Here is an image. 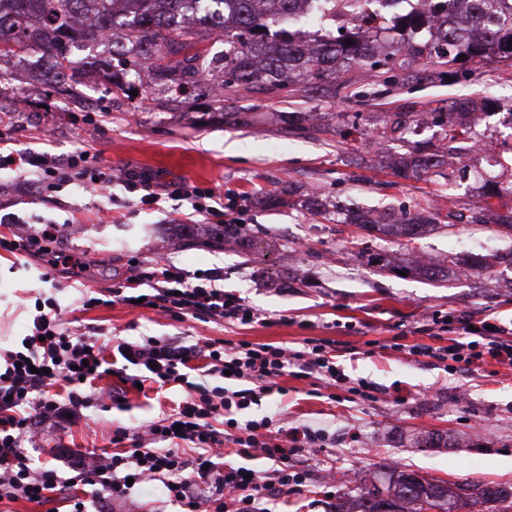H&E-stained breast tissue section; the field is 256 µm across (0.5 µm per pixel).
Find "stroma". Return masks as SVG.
I'll use <instances>...</instances> for the list:
<instances>
[{"mask_svg": "<svg viewBox=\"0 0 512 512\" xmlns=\"http://www.w3.org/2000/svg\"><path fill=\"white\" fill-rule=\"evenodd\" d=\"M424 80L403 88L376 86L367 98L331 99L289 85L263 97L253 125L200 124L218 92L215 77L201 79L177 110L144 99L141 68L124 65L133 97L111 94L92 78L77 97L56 94L36 81L35 56L23 51L0 63V132L18 147L63 159L85 150L104 168L144 171L166 181L209 189L212 206H245V241L217 242L201 216L176 198L142 204L139 194L113 185L91 194L71 184L50 193L24 185L19 172L0 170V208L23 217L54 219L64 249L83 255L87 284L66 278L46 282L33 259L0 251V350L19 347L36 296L56 298L68 319L107 336H205L214 339L294 345L326 339L341 348L339 365L351 378L386 388L376 402L351 401L312 379L282 377L281 392L245 413L273 415L281 426L307 425L331 437L328 447L294 456L308 471L303 494L274 504V512H327L350 494L361 477L386 463L432 480L512 487V367L492 361L464 372L403 353L386 351L393 338L405 345L440 346L426 329L429 314L472 312L512 318V267L492 281L470 273L449 286L367 263L370 255L400 264L420 253L441 261L448 253L481 254L487 260L512 250V240L492 224L435 230L412 243L336 221L335 209L354 204L373 212L447 208L449 200L489 204L512 214V65L496 58L464 62L451 78L434 77L433 62L418 66ZM486 100L490 107L475 127L480 152L464 156L465 177L444 183L430 175L405 178L387 168L390 154L406 143L445 146L434 123L408 129L403 140L379 142L373 133L396 112H429L450 103ZM281 112L339 113V125L308 137L280 132ZM236 150H229V143ZM504 186L485 196L488 182ZM324 199L326 215L307 206ZM191 223V233L179 221ZM163 256L191 271L224 270V288L245 298L267 323L230 325L190 318L173 323L152 310L106 304L82 309L93 296L124 276L130 262ZM380 347L369 350L368 345ZM185 390L129 391L126 407L88 409L61 431H44L29 451L30 463L54 464V449L110 448L115 426H137L171 410Z\"/></svg>", "mask_w": 512, "mask_h": 512, "instance_id": "35a3bbf8", "label": "stroma"}]
</instances>
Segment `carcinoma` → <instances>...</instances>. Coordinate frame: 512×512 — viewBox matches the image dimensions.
<instances>
[{
    "mask_svg": "<svg viewBox=\"0 0 512 512\" xmlns=\"http://www.w3.org/2000/svg\"><path fill=\"white\" fill-rule=\"evenodd\" d=\"M300 0H0V61L15 54V50L37 48L42 52V81L70 97L91 77H101L110 90L129 95L127 85L117 73L100 68V59L88 55L80 61L71 57V49L90 47L102 42L107 28L121 23L126 37L112 42V57L127 59L135 56L148 64L151 82L157 90L154 101L158 106L174 109L204 73L221 80L219 110L224 99L235 103L230 113L233 120L246 124L251 111L257 108L259 96L270 95L293 80L303 84L312 79L331 77L330 96L355 98L360 92L349 90L351 83L343 74L354 66L369 73L370 84L386 87L405 85L419 78L410 66L436 57L441 65L459 63V55L467 59L495 56L512 60V25L491 28L477 38L460 33L448 19L429 37L422 32L431 26V17L416 9L404 10L394 16V23L379 12L356 19L358 25L339 36L326 33L309 35L289 24V18ZM482 13L504 9L512 13V0H469ZM391 31L397 35L392 56L400 59L389 63L368 48L372 33ZM224 37V51L218 57L210 55L204 43L213 35ZM353 44L348 45L346 41ZM444 126L445 138L458 143L454 159L473 149V129L477 113L473 102L454 103L448 110H436ZM418 121L411 112H396L389 124L377 132L381 141H392L395 134ZM398 173L415 177L423 173L448 180L451 162L439 153H428L417 146L394 158ZM460 211L458 201L448 199V212H436L424 219L407 211L386 212L376 218L348 209L352 224L381 233H396L410 239L418 238L427 229H452L459 224L488 223L487 208L473 205ZM210 235L224 242L242 238L236 224H213ZM408 269L433 282H446L449 275L487 270L478 258L450 254L438 266L416 259ZM407 472H397L390 481L393 489L389 498L371 499L369 486L362 485L353 499L336 504V512H421L419 500L448 512V507L473 512H512L498 486H466V498L461 504H448V487L440 483L420 484L418 492L409 495L402 478Z\"/></svg>",
    "mask_w": 512,
    "mask_h": 512,
    "instance_id": "cac0c4a2",
    "label": "carcinoma"
}]
</instances>
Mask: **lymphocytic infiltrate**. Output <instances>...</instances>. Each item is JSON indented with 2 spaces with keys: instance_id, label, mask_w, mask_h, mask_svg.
<instances>
[{
  "instance_id": "lymphocytic-infiltrate-1",
  "label": "lymphocytic infiltrate",
  "mask_w": 512,
  "mask_h": 512,
  "mask_svg": "<svg viewBox=\"0 0 512 512\" xmlns=\"http://www.w3.org/2000/svg\"><path fill=\"white\" fill-rule=\"evenodd\" d=\"M4 166L31 175L34 186L45 191L74 180L85 189L102 191L118 181L128 192L144 190L150 203L175 195L200 215L215 213L214 207L204 205L205 193L199 188L130 171L115 176L91 155L75 154L62 162L19 150L0 154V168ZM0 223L13 229L11 235H0V250L40 259L45 280H53L62 269L75 276L87 271L81 255L61 247L57 225L26 227L14 213L1 215ZM223 278V270L197 274L159 256L117 279L110 293L113 302L127 306L144 299L157 315L176 323L189 317L232 325L263 321L258 309L221 287ZM34 308L21 350L0 353V502L24 500L42 507L60 501L69 512H112L113 503L156 486L182 512H269L266 501L303 491L305 478L293 470L291 457L323 447L327 434L307 426L283 429L270 416L242 423L238 414L261 403L288 374L333 387L349 385L351 394L364 402L376 401L379 392L367 380L350 382L336 362V347L325 340L306 338L288 347L147 336L111 345L81 327H66L53 298L36 299ZM429 329L437 336L453 333L451 344L415 345L407 349L410 355L467 367L488 357L512 367V327L506 324L468 313L435 312ZM107 376L128 390L173 383L187 387L188 393L172 413L150 422L144 431L113 430V452L56 449L69 477L53 467L33 469L28 445L44 429H64L83 410L102 405L105 395L94 383ZM60 382L65 392H56ZM228 446L240 456L261 453L276 467L251 474L224 464Z\"/></svg>"
}]
</instances>
